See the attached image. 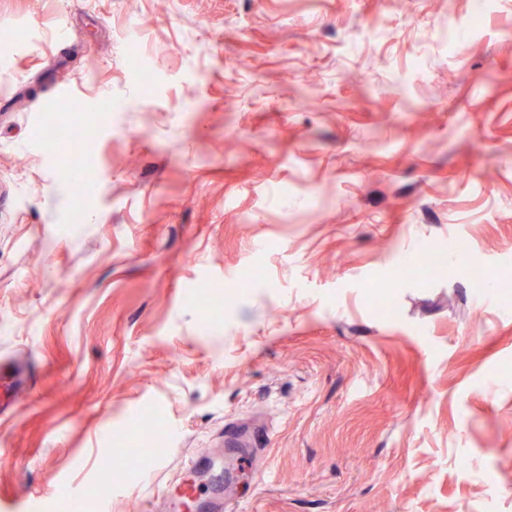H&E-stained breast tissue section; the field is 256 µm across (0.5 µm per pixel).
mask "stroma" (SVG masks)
<instances>
[{
    "mask_svg": "<svg viewBox=\"0 0 512 512\" xmlns=\"http://www.w3.org/2000/svg\"><path fill=\"white\" fill-rule=\"evenodd\" d=\"M1 27L0 366L28 381L0 512H151L229 422L270 434L223 472L239 512H512V0H0ZM74 107L88 196L44 136ZM452 239L443 277L395 276Z\"/></svg>",
    "mask_w": 512,
    "mask_h": 512,
    "instance_id": "1",
    "label": "stroma"
}]
</instances>
